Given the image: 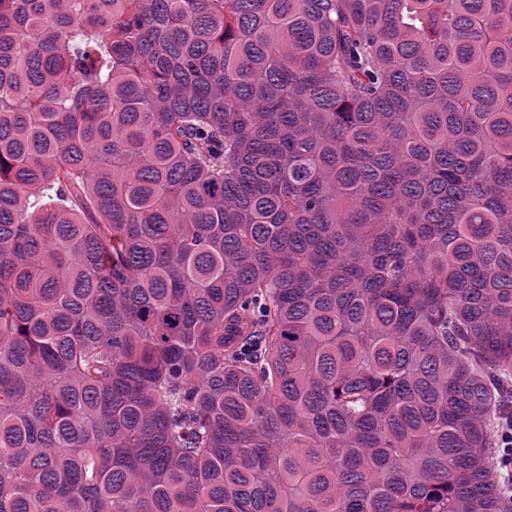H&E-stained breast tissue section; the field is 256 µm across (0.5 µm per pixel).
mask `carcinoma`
Segmentation results:
<instances>
[{"mask_svg":"<svg viewBox=\"0 0 512 512\" xmlns=\"http://www.w3.org/2000/svg\"><path fill=\"white\" fill-rule=\"evenodd\" d=\"M512 0H0V512H512Z\"/></svg>","mask_w":512,"mask_h":512,"instance_id":"obj_1","label":"carcinoma"}]
</instances>
